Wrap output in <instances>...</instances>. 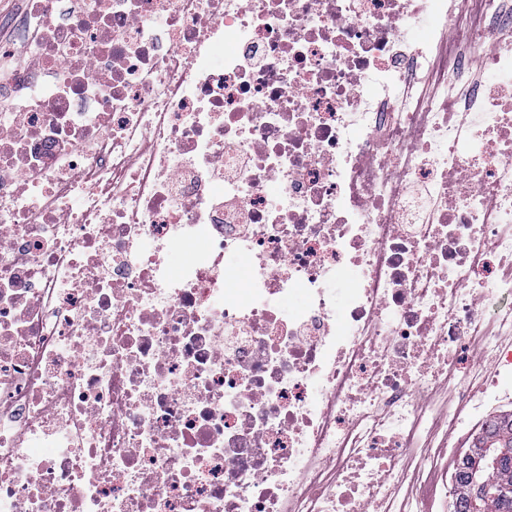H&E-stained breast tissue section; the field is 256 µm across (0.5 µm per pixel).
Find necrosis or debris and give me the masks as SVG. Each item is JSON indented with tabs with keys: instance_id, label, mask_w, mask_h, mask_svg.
Wrapping results in <instances>:
<instances>
[{
	"instance_id": "necrosis-or-debris-1",
	"label": "necrosis or debris",
	"mask_w": 512,
	"mask_h": 512,
	"mask_svg": "<svg viewBox=\"0 0 512 512\" xmlns=\"http://www.w3.org/2000/svg\"><path fill=\"white\" fill-rule=\"evenodd\" d=\"M61 1L0 40V512L447 499L436 395L512 396V0Z\"/></svg>"
}]
</instances>
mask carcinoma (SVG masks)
Listing matches in <instances>:
<instances>
[{
    "label": "carcinoma",
    "instance_id": "carcinoma-1",
    "mask_svg": "<svg viewBox=\"0 0 512 512\" xmlns=\"http://www.w3.org/2000/svg\"><path fill=\"white\" fill-rule=\"evenodd\" d=\"M493 448L501 451L512 448V415L493 417L482 427L477 443L458 463L454 475V512H472V496L474 488L471 481V468L474 459L481 458L484 452ZM485 479L503 482L512 487V453L499 456L495 468L485 472Z\"/></svg>",
    "mask_w": 512,
    "mask_h": 512
}]
</instances>
